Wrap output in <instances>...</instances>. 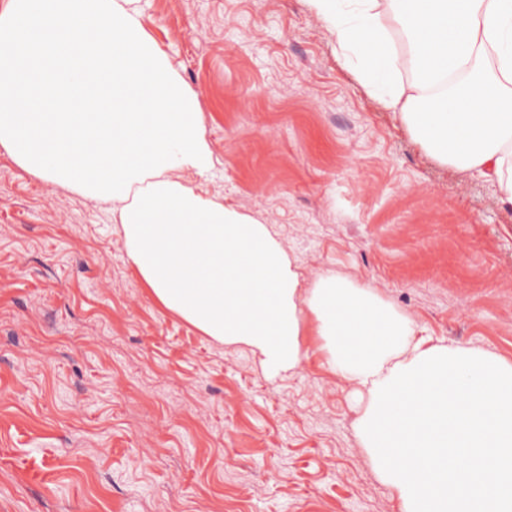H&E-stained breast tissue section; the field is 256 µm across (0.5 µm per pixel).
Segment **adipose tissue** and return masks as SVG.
<instances>
[{
    "label": "adipose tissue",
    "mask_w": 512,
    "mask_h": 512,
    "mask_svg": "<svg viewBox=\"0 0 512 512\" xmlns=\"http://www.w3.org/2000/svg\"><path fill=\"white\" fill-rule=\"evenodd\" d=\"M140 0H7L0 147L34 178L112 207L157 304L245 347L268 377L313 327L353 385L357 437L401 512H512V362L432 343L373 288L304 282L272 225L196 189L213 167L196 95ZM336 52L429 154L512 204V0H306Z\"/></svg>",
    "instance_id": "ef3b65f1"
}]
</instances>
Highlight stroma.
I'll use <instances>...</instances> for the list:
<instances>
[{
	"instance_id": "stroma-1",
	"label": "stroma",
	"mask_w": 512,
	"mask_h": 512,
	"mask_svg": "<svg viewBox=\"0 0 512 512\" xmlns=\"http://www.w3.org/2000/svg\"><path fill=\"white\" fill-rule=\"evenodd\" d=\"M197 96L200 189L273 226L309 279L374 288L432 342L512 362V205L439 163L305 0H140ZM268 380L165 312L110 205L0 148V512H401L315 337Z\"/></svg>"
}]
</instances>
